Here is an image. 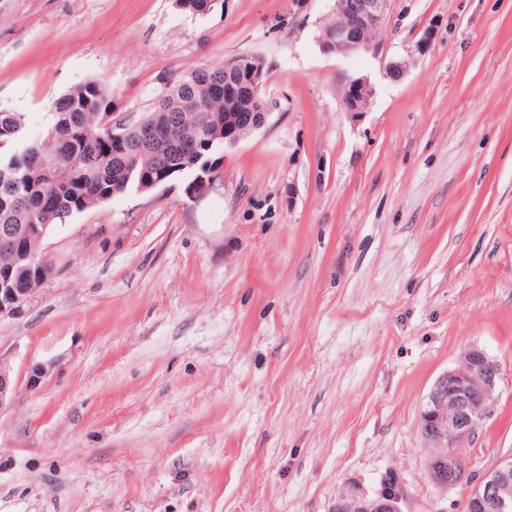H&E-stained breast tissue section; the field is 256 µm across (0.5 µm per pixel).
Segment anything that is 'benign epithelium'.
<instances>
[{
  "label": "benign epithelium",
  "mask_w": 512,
  "mask_h": 512,
  "mask_svg": "<svg viewBox=\"0 0 512 512\" xmlns=\"http://www.w3.org/2000/svg\"><path fill=\"white\" fill-rule=\"evenodd\" d=\"M391 0H336L341 19L325 23L319 48L326 55L351 58L379 56V42L372 33L387 22ZM375 90L368 78L352 77L343 89L342 101L348 112L367 111ZM272 105L263 112L224 113V146L233 147L262 128ZM39 287L1 288L0 318L21 314ZM499 365L482 349L472 346L461 357L459 366L440 377L428 395L421 414V427L427 441L426 466L433 485L446 492L464 486L461 502L466 512H512V457L492 468L472 475L448 463L449 449L462 448L471 440L490 411L493 394L500 380ZM18 380L12 368L0 359V409L12 401ZM404 492H378L369 496L352 490L336 498L333 512H402Z\"/></svg>",
  "instance_id": "obj_1"
}]
</instances>
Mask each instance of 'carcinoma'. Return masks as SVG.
Masks as SVG:
<instances>
[{"label": "carcinoma", "instance_id": "carcinoma-1", "mask_svg": "<svg viewBox=\"0 0 512 512\" xmlns=\"http://www.w3.org/2000/svg\"><path fill=\"white\" fill-rule=\"evenodd\" d=\"M257 58L224 75V64L183 72L151 108L125 128L124 144L102 142L103 117L112 94L101 81L86 80L52 103L40 136L25 133L21 112L0 108V227L11 228V253L0 255L6 288H27L49 274V261L32 263L31 224H63L100 207L113 196L175 179L191 181L211 172L220 177L224 158V85L235 95L264 102L247 76L262 68Z\"/></svg>", "mask_w": 512, "mask_h": 512}]
</instances>
